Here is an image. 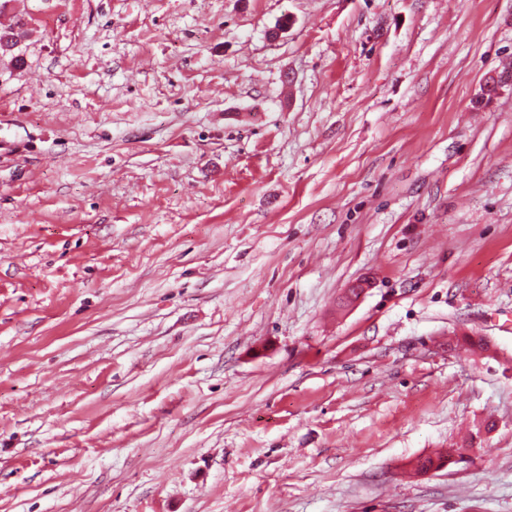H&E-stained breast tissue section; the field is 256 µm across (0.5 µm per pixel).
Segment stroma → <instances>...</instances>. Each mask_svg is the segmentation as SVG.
I'll list each match as a JSON object with an SVG mask.
<instances>
[{"mask_svg": "<svg viewBox=\"0 0 512 512\" xmlns=\"http://www.w3.org/2000/svg\"><path fill=\"white\" fill-rule=\"evenodd\" d=\"M19 16L0 512H512V0ZM473 439V436H471V441H468V443L462 444L457 448L448 449V455L446 457H438L437 459L431 456L418 458L414 464L415 471L420 474H425L432 470L439 469L445 462H448V464L459 463L458 459L463 458L470 451ZM469 457L470 455H467L465 459L468 460Z\"/></svg>", "mask_w": 512, "mask_h": 512, "instance_id": "1", "label": "stroma"}]
</instances>
